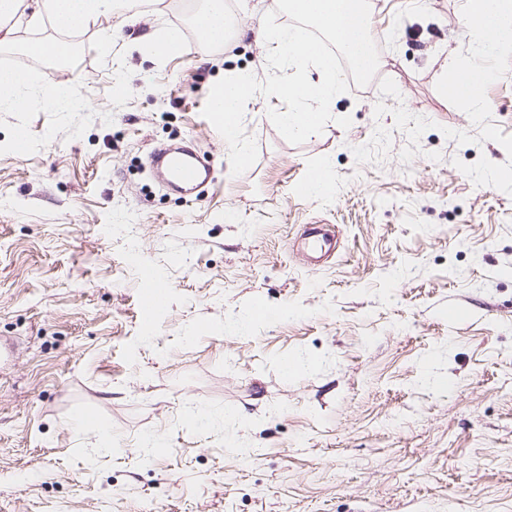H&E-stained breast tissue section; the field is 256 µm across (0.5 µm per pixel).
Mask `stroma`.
<instances>
[{
  "mask_svg": "<svg viewBox=\"0 0 512 512\" xmlns=\"http://www.w3.org/2000/svg\"><path fill=\"white\" fill-rule=\"evenodd\" d=\"M464 2L370 0L373 86L304 137L276 120L287 101L255 96L244 164L209 95L239 71L295 79L260 43L233 34L201 62L117 38L106 57L103 26L78 74L0 48L88 103L0 112V512H512V192L482 177L512 170V50L488 112L446 98ZM201 4L152 0L136 31ZM230 16L307 26L282 0ZM185 138L213 160L198 196L149 166ZM322 158L335 186L307 197ZM313 222L338 238L316 268L294 247ZM149 276L166 292L150 311Z\"/></svg>",
  "mask_w": 512,
  "mask_h": 512,
  "instance_id": "35a3bbf8",
  "label": "stroma"
}]
</instances>
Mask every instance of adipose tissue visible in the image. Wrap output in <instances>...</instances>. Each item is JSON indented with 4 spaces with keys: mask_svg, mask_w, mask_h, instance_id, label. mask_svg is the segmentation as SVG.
<instances>
[{
    "mask_svg": "<svg viewBox=\"0 0 512 512\" xmlns=\"http://www.w3.org/2000/svg\"><path fill=\"white\" fill-rule=\"evenodd\" d=\"M288 10L332 36L349 59L352 71L365 72L375 67V54L364 27L367 0H288ZM117 11L116 0H0V45L14 41L13 19L17 13H25L34 25L47 17L54 36L28 41L21 52L34 59H66L72 54L65 39L67 33L87 30ZM193 24L201 49L223 42L227 25L224 0H204L193 15ZM464 24L471 57L468 62L452 65L443 90L470 111L482 112L486 109L479 92L485 79L482 63L497 51L512 48V0H465ZM257 37L273 47L281 62L294 68L308 64L316 71L312 80L272 81L266 87L268 96L290 103L288 111L277 115L284 132L296 137L313 134L321 127L328 106L346 89L335 58L306 46L301 30L294 26L271 24L259 29ZM255 91L250 75L237 74L225 78L210 94L224 140L242 161L247 158L238 141L242 107ZM33 101L61 112H77L85 106L83 97L70 88L50 80L35 83L14 69L0 70V112H17Z\"/></svg>",
    "mask_w": 512,
    "mask_h": 512,
    "instance_id": "adipose-tissue-1",
    "label": "adipose tissue"
}]
</instances>
